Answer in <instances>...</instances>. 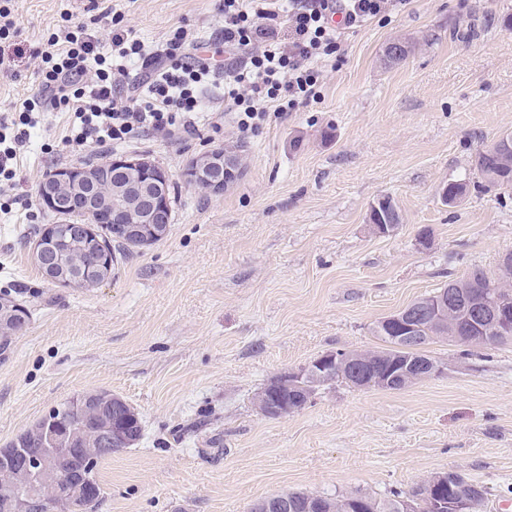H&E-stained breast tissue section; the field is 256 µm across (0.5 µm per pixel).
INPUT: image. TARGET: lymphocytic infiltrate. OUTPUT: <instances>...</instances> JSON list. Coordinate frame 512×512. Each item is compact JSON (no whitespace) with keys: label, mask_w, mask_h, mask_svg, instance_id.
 <instances>
[{"label":"lymphocytic infiltrate","mask_w":512,"mask_h":512,"mask_svg":"<svg viewBox=\"0 0 512 512\" xmlns=\"http://www.w3.org/2000/svg\"><path fill=\"white\" fill-rule=\"evenodd\" d=\"M406 0H220L222 25L211 34L228 61L188 54L195 30L170 31L152 49L123 24L113 6L90 0L110 24L111 54L100 50L97 33L65 14L33 49L41 77L36 93L0 113V189L15 184L17 160L31 133L51 112L69 114L63 138L75 151L102 152L137 136L161 135L180 141L196 133L213 100H223L238 129L255 132L270 116L318 96L321 70L340 49V32L329 17L341 12L347 26H360ZM289 41H281L280 28Z\"/></svg>","instance_id":"lymphocytic-infiltrate-1"}]
</instances>
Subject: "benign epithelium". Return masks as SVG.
<instances>
[{"mask_svg":"<svg viewBox=\"0 0 512 512\" xmlns=\"http://www.w3.org/2000/svg\"><path fill=\"white\" fill-rule=\"evenodd\" d=\"M118 168L125 176L119 182H103L100 170ZM242 169V160L233 151L225 148L218 153L206 152L189 162L182 170L181 177L189 184L213 195L232 185ZM169 174L146 158L122 156L114 158L102 167L82 165L59 169L51 181L42 185L39 202L47 210L58 214L72 209H80L91 218L86 224L77 225V231L86 239L95 238V226L102 223L103 217L112 216V236L137 242L143 246L166 235L169 229L171 209L168 200ZM63 232L55 225L46 226L33 248V256L42 276L49 282L64 288H77L92 280L100 281L108 277L106 256H101L93 266L68 265L60 257L59 244ZM429 313L432 323L441 330L458 331L454 321V311L447 301L440 299L430 303L427 309L411 306L398 310L380 320V326L397 343L414 347L420 351L422 340L416 322L424 313ZM485 320L497 324L502 333L512 332V312L488 299L474 312ZM350 368L354 380L362 384L367 379L364 362L358 356L341 358L336 352L328 351L318 356L308 365L298 370H287L273 380L279 392L272 400L259 397L256 405L267 413L286 416L296 408L281 401L282 391L300 393L306 397L314 393L313 381L322 379L336 371L339 363ZM445 368L442 364L426 361L407 367L399 374L404 385L438 377ZM117 395L108 390L92 389L75 396V403L81 405L93 401L100 410L112 407ZM127 423L112 422V431L101 443L113 448L127 444ZM51 448L38 456H28L18 448L0 454V473L8 470L18 476L15 484V507L13 512H33V492L38 487L55 478L56 464L71 454L73 441L55 433L50 436Z\"/></svg>","mask_w":512,"mask_h":512,"instance_id":"obj_1","label":"benign epithelium"}]
</instances>
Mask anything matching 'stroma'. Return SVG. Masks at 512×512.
Masks as SVG:
<instances>
[{
    "label": "stroma",
    "mask_w": 512,
    "mask_h": 512,
    "mask_svg": "<svg viewBox=\"0 0 512 512\" xmlns=\"http://www.w3.org/2000/svg\"><path fill=\"white\" fill-rule=\"evenodd\" d=\"M21 32L17 77L0 74V108L38 85L30 56L63 14L86 21L87 0H12ZM145 44L186 24L200 54L216 0H114ZM512 0H409L341 32L317 100L271 119L254 137L232 122L183 142L140 140L104 153H68L54 114L19 161L30 208L0 213V291L21 293L33 317L0 359V447L77 393L106 389L140 413L144 438L98 468L99 512H250L283 492H360L374 498L454 471L483 485L492 512L512 501V344L464 357L426 348L442 376L398 391L320 387L306 406L262 415L256 394L281 372L336 349H372L376 322L475 267L496 271L512 252V195L480 187L476 153L512 133ZM416 50L387 66L392 39ZM228 147L244 167L223 194L182 169ZM144 154L170 174L168 235L119 256L91 288L44 281L31 232L53 218L38 202L45 175ZM470 189L455 206L452 181ZM402 222L370 224L381 197Z\"/></svg>",
    "instance_id": "1"
}]
</instances>
